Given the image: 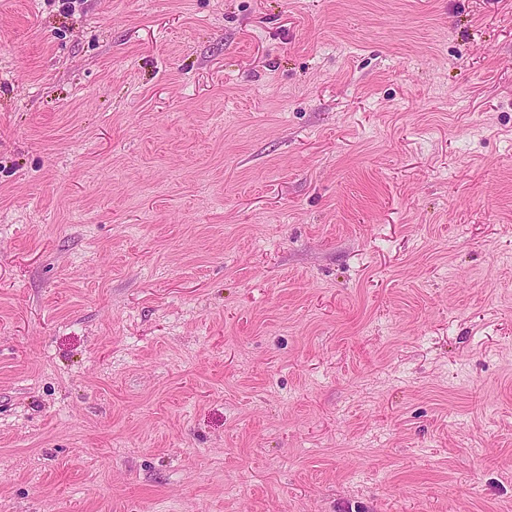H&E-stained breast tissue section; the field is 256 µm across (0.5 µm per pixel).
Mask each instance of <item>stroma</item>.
I'll return each instance as SVG.
<instances>
[{
  "mask_svg": "<svg viewBox=\"0 0 512 512\" xmlns=\"http://www.w3.org/2000/svg\"><path fill=\"white\" fill-rule=\"evenodd\" d=\"M0 512H512V0H0Z\"/></svg>",
  "mask_w": 512,
  "mask_h": 512,
  "instance_id": "stroma-1",
  "label": "stroma"
}]
</instances>
